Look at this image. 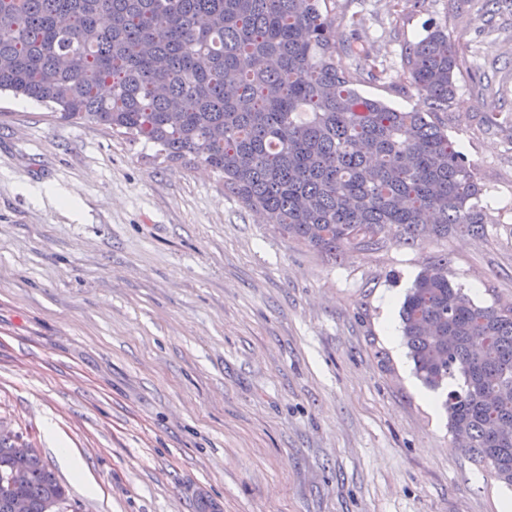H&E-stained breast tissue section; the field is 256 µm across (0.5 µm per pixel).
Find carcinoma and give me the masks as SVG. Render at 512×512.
Returning a JSON list of instances; mask_svg holds the SVG:
<instances>
[{"label":"carcinoma","instance_id":"1","mask_svg":"<svg viewBox=\"0 0 512 512\" xmlns=\"http://www.w3.org/2000/svg\"><path fill=\"white\" fill-rule=\"evenodd\" d=\"M331 0H0V93L95 125L170 162L202 163L282 235L334 260L393 233L485 234L475 165L445 114L465 60L435 26L402 60L427 112L361 95ZM402 335L462 450L512 488V303L479 305L436 260ZM31 512L66 490L35 448L0 437Z\"/></svg>","mask_w":512,"mask_h":512}]
</instances>
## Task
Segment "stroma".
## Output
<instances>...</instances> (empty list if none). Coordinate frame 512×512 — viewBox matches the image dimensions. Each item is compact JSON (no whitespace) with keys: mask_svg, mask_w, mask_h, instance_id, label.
<instances>
[{"mask_svg":"<svg viewBox=\"0 0 512 512\" xmlns=\"http://www.w3.org/2000/svg\"><path fill=\"white\" fill-rule=\"evenodd\" d=\"M333 16L337 41L385 72L337 64L400 110L428 109L403 44L432 24L458 44L448 134L499 217L484 236L391 235L331 260L208 167L0 94V425L38 449L69 512H501L512 499L391 334L442 257L475 302L512 301V0H336Z\"/></svg>","mask_w":512,"mask_h":512,"instance_id":"1","label":"stroma"}]
</instances>
